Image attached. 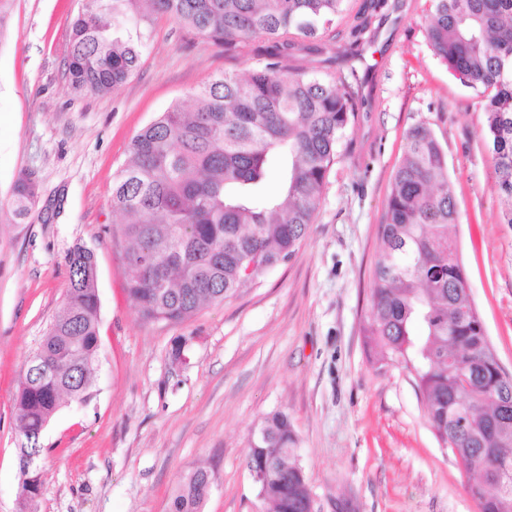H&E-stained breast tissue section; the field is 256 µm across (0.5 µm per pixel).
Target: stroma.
Returning <instances> with one entry per match:
<instances>
[{"label": "stroma", "instance_id": "1", "mask_svg": "<svg viewBox=\"0 0 512 512\" xmlns=\"http://www.w3.org/2000/svg\"><path fill=\"white\" fill-rule=\"evenodd\" d=\"M405 3L366 54L376 107L346 130L355 149L330 168L295 255L185 322L149 323L126 294L113 178L141 129L214 76L246 75L258 59L159 15L123 86L78 92L67 65L84 0H13L0 23V207L25 169L40 202L26 223L0 220V512H170L178 482L199 468L213 476L200 512H270L246 455L276 412L295 430L314 512H479L468 492L476 476L439 444L414 373L379 362L364 337L378 226L406 133L422 124L445 151L459 213L449 233L512 374V224L490 177L484 102L428 46L431 0ZM78 243L97 263L93 394L64 402L48 423L40 492L26 508L14 399L63 304L65 256Z\"/></svg>", "mask_w": 512, "mask_h": 512}]
</instances>
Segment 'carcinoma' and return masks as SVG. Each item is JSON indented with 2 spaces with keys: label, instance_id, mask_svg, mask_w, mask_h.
<instances>
[{
  "label": "carcinoma",
  "instance_id": "carcinoma-1",
  "mask_svg": "<svg viewBox=\"0 0 512 512\" xmlns=\"http://www.w3.org/2000/svg\"><path fill=\"white\" fill-rule=\"evenodd\" d=\"M396 4L390 0H85L71 27L68 74L74 90L107 93L137 68L147 35L141 24L165 15L225 49L258 39L260 65L219 75L176 103L130 143L112 185V210L125 222L128 296L145 322L180 323L222 302L289 260L306 237L326 175L347 126L375 107L358 66ZM424 31L434 55L484 101L490 175L512 224V0H433ZM332 37L336 74L285 68L307 41ZM276 173L280 194L262 188ZM39 185L22 170L7 216L24 223ZM445 153L423 126L406 135L379 224L364 333L382 358L416 374L438 441L468 471L481 512H512V414L500 401L504 374L466 290L467 275L448 233L457 223ZM256 258L252 280L240 264ZM61 311L39 350L42 372H26L15 426L38 439L61 403L91 396L99 357L100 300L94 252L75 245ZM297 438L285 414L254 433L246 463L265 470L260 492L274 512H308L311 493L294 459ZM20 488L38 495L35 470L19 462ZM211 475L179 483L172 512H199Z\"/></svg>",
  "mask_w": 512,
  "mask_h": 512
}]
</instances>
